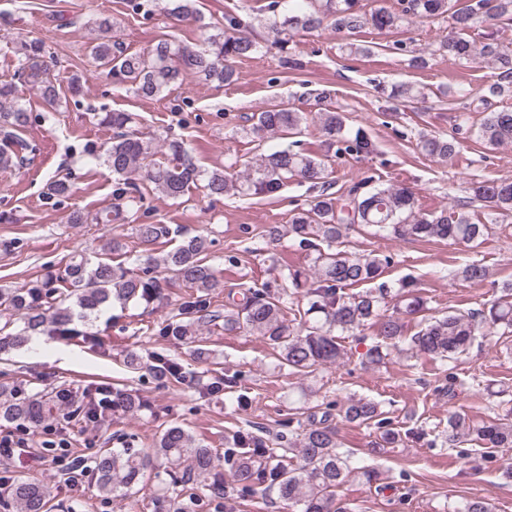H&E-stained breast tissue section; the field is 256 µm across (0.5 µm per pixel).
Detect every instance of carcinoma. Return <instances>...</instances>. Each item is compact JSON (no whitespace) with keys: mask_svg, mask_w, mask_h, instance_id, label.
Returning a JSON list of instances; mask_svg holds the SVG:
<instances>
[{"mask_svg":"<svg viewBox=\"0 0 512 512\" xmlns=\"http://www.w3.org/2000/svg\"><path fill=\"white\" fill-rule=\"evenodd\" d=\"M164 10L170 15L202 22L195 0H166ZM304 5L288 13L273 25L274 47L287 49L290 37L297 32H312L332 27L338 32L354 36L366 27L379 31L398 32L420 20L451 15L452 31L444 35L432 54L456 61L480 58L495 70L496 81L488 85L492 96H501L512 87V47L495 36L485 37L477 44L466 38L477 24L512 21V0H397V6L378 5L364 9L362 0H303ZM100 32L91 45V56L99 65L109 68L141 97L154 98L183 81L191 73L206 80L230 85L236 81L232 62L249 58L261 51V45L251 38L224 32L206 37L207 46L194 49L174 39H162L149 51L129 53L108 36L111 24L107 19L96 22ZM17 52L20 60L18 79L36 86L44 100L53 105L59 92L44 64L45 47L38 40L21 41ZM16 87L0 83V169L21 167L27 145L18 132L29 121V114L15 99ZM479 105L466 104L452 116L454 131H466L484 146L497 148L512 143V110H488L487 97L478 98ZM484 116L477 126L469 124L470 112ZM252 124L244 132L262 138L270 135H300L308 121L317 123L327 147L336 152H352L368 156L375 144L363 130L354 136H344V118L341 113L325 109L308 116L290 103H272L253 114ZM99 124L112 129L111 144L99 160L123 186L116 189L117 202L111 209L91 216L74 212L70 224H112L126 219V213L141 202L143 192L131 176L137 175L153 186L156 193L177 199L192 183H203L209 195L228 191L247 196L263 194L276 196L288 179L296 177L313 184H322V191L304 207L291 211L288 235L309 250L308 268L290 273L293 284L309 282L306 290L307 308L293 310V319H287L294 305L287 290L272 293L265 288L244 287L238 291L239 301L227 307L217 303V290L224 282L217 269L209 263L211 240L201 232L183 237L170 250H156V246L172 240L175 230L168 224H139L137 234L145 246L141 273L125 266V246L118 238L105 242L95 258L74 254L62 273L50 274L25 288H0V353L25 345L39 334L77 336L75 322L106 310L118 303L160 299L166 288L176 280L184 285L175 312L159 325V334L171 336L184 344L199 342L197 332L205 325L224 324L228 331L240 330L251 336L262 337L276 353L280 365L289 373L307 377L322 366L343 363L344 350L336 333L348 332L364 322L379 319L382 343L366 352L371 364L383 363L388 349L403 336V323L395 315H382L380 309L390 297L388 289L379 287L358 294L345 289L378 280L390 264L391 257L377 253L359 254L339 250L352 232L374 229L395 239L448 240L454 244L476 247L490 235L492 224L474 221L465 208L453 206L438 214L429 215L416 206L414 193L406 187L389 186L369 192H360L354 185L347 191L346 202L331 192L333 182L328 180L325 163L315 153L290 148L272 151L260 156L257 162L240 173L224 170L200 169L184 143L166 136L150 134L136 128L133 114L124 111L107 112L98 118ZM417 147L430 159L446 160L460 148L455 135H423ZM171 152L177 163L162 165L153 156L162 150ZM467 190L471 202H478L502 220L512 218V180H473ZM487 276L486 266L471 263L464 266L458 277L466 282H481ZM512 333V301L498 300L489 307L476 311H455L425 323L410 338L411 354L428 355L441 360H454L465 351L476 335L486 338L494 328ZM152 377L160 384L175 386L184 381L179 362L163 355L154 356L150 365ZM230 384L224 374L210 371L201 387L205 396H219ZM66 391L59 387L51 391L20 394L0 384V421L41 426L56 408L57 394ZM145 406L143 399L129 390L112 391V412L132 413ZM322 412L315 420L312 408H306L310 424L296 439H288V447L277 453L263 438L251 429H240L227 442L224 452L204 446L184 428L173 425L160 435L155 448L140 451L133 448H114L100 454L95 465L99 492L121 497L138 484L159 459L172 473L171 482L187 489L198 479H207L208 491L218 495L224 490V464H236L234 477L241 491H255L260 487L276 490L279 503L287 512H349V507L336 502V488L356 473L349 456L338 451L336 425L332 416L344 421L381 425L379 405L365 398L349 397ZM93 390H88L85 401L75 410V416L86 419H106L111 412L98 415ZM475 441L490 448L512 447V406L504 409L494 421L472 424L466 417L448 418V445ZM297 452L298 461L292 466L280 462L291 452ZM365 484L373 486L380 481L374 469L359 472ZM8 498L15 512H47L50 490L40 481L17 478L7 485Z\"/></svg>","mask_w":512,"mask_h":512,"instance_id":"carcinoma-1","label":"carcinoma"}]
</instances>
